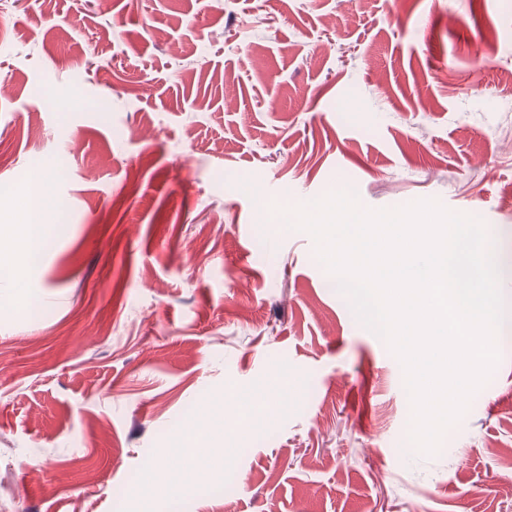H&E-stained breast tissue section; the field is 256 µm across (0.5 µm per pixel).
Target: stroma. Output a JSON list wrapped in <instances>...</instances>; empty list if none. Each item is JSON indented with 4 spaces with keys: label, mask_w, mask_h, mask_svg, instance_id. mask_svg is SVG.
Returning <instances> with one entry per match:
<instances>
[{
    "label": "stroma",
    "mask_w": 512,
    "mask_h": 512,
    "mask_svg": "<svg viewBox=\"0 0 512 512\" xmlns=\"http://www.w3.org/2000/svg\"><path fill=\"white\" fill-rule=\"evenodd\" d=\"M0 87V220L40 171L50 224L0 273V512H512V349L417 453L401 363L269 212L436 200L512 266V0H0ZM212 440V434L209 429L204 426H200L191 431L183 442V448L181 451L187 457V472H191L198 466V456L195 452V448L202 444L210 443Z\"/></svg>",
    "instance_id": "35a3bbf8"
}]
</instances>
